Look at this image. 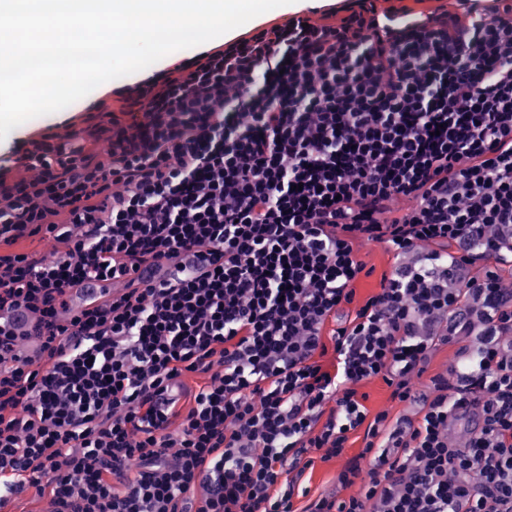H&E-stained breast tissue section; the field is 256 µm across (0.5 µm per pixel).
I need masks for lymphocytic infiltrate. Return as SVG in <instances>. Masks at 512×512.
Listing matches in <instances>:
<instances>
[{"label":"lymphocytic infiltrate","instance_id":"f902f5d3","mask_svg":"<svg viewBox=\"0 0 512 512\" xmlns=\"http://www.w3.org/2000/svg\"><path fill=\"white\" fill-rule=\"evenodd\" d=\"M93 109L29 139L36 178L0 168L1 486L48 512H295L294 469L359 431L337 485L363 494L304 512H512V0L420 34L297 13ZM42 233L54 260L20 247ZM366 241L396 262L358 305ZM144 265L178 274L70 313ZM376 379L417 417L370 413ZM480 342L481 336H468L462 339L458 344H450L439 348L434 353L427 372L420 380V386L428 383L430 377L444 373L447 367L449 368L461 363L462 358L459 354L460 347H466L467 350L472 353L480 345Z\"/></svg>","mask_w":512,"mask_h":512}]
</instances>
